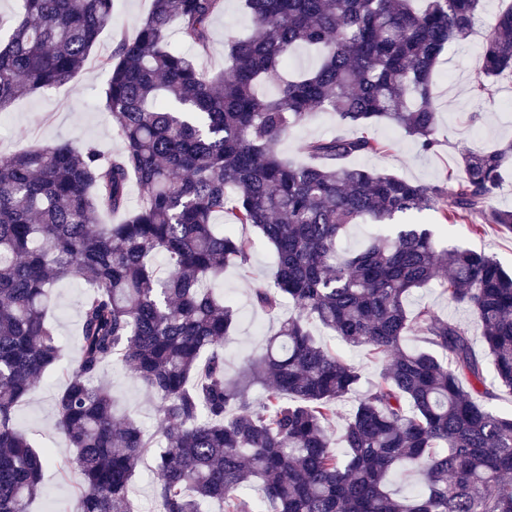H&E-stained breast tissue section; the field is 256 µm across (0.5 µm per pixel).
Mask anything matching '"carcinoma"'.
Here are the masks:
<instances>
[{
  "label": "carcinoma",
  "mask_w": 512,
  "mask_h": 512,
  "mask_svg": "<svg viewBox=\"0 0 512 512\" xmlns=\"http://www.w3.org/2000/svg\"><path fill=\"white\" fill-rule=\"evenodd\" d=\"M249 34L225 31L217 76L174 50L204 52L224 0H152L132 36L101 61L103 110L122 142L107 159L91 146L50 142L0 159V512H29L43 472L78 475L67 512H140L131 488L153 440L132 416L116 418L97 383L114 362L159 400L155 491L162 512H512V415L490 405L512 389V273L493 257L440 246L428 224H396L431 209L440 224L512 229V210L491 206L512 164V143L467 150L452 188L347 164L387 146L361 130L386 123L418 148L439 145L432 76L441 55L471 36L482 0H241ZM112 0H20L0 41V109L71 81L102 32ZM317 67L282 72L297 48ZM512 73V5L483 41L472 91L493 96ZM330 112L355 129L303 145L293 164L279 144ZM140 202L127 208L131 185ZM124 212L101 224L103 211ZM222 221L218 229L216 220ZM384 227L355 251L353 224ZM250 226L270 244L273 281L252 290L254 307L279 320L264 352L225 376L223 339L236 310L216 282L247 261ZM163 258L166 275L155 260ZM446 272L448 300L483 327L494 377L468 332L405 299ZM88 284L77 359L54 397L69 456L39 449L13 414L62 346L48 321L60 280ZM295 313L282 317L285 302ZM385 361L380 379L349 413L336 454L328 425L358 387L357 369L318 344L309 322ZM422 346L402 347L409 333ZM262 385L258 404L250 388ZM420 486L396 497L392 476Z\"/></svg>",
  "instance_id": "1"
}]
</instances>
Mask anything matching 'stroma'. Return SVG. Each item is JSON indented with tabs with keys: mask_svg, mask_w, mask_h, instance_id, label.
I'll return each mask as SVG.
<instances>
[{
	"mask_svg": "<svg viewBox=\"0 0 512 512\" xmlns=\"http://www.w3.org/2000/svg\"><path fill=\"white\" fill-rule=\"evenodd\" d=\"M151 0H115L113 28L101 35L97 46L81 72L68 84L32 93L15 99L0 109V157L38 147L47 142L70 141L77 145H93L105 155L118 152L122 143L107 114L98 105L99 95L108 74L100 65L102 57L111 53L117 31L133 34L136 22L150 10ZM249 25L239 0H225L224 13L213 23V34L207 51L196 53L198 66L211 74L224 68V30L245 32ZM483 38L474 35L463 45L445 54L437 67L434 92L438 105L440 145L436 151L423 152L411 138L387 124L366 128L367 136L389 143L388 151L359 156L355 165L385 170L402 178L425 184H451L459 172L460 153L466 148H491L512 141V78H502L493 97L476 101L472 86L479 72V56ZM335 117L319 113L308 124L294 128L280 143L281 155L295 163L307 162L303 144L315 137L338 133ZM443 245L459 246L493 256L506 270H512V230L498 226L472 232L469 225H456L440 235ZM275 267L272 247L256 239L247 262L224 272L220 289L238 311V321L231 336L224 342L225 369L235 375L249 360L256 357L266 336L273 334L278 323L253 308L252 289L271 282ZM87 285L82 281L64 280L55 285L56 299L50 319L63 346V364H70L76 354L80 307ZM428 304L441 317L461 323L468 331L477 351H484L483 329L468 310L449 304L438 282L417 289L408 301L409 308ZM310 330L322 344L336 349L350 363L359 367V391H366L376 382L382 363L362 348L344 346L318 323ZM112 387L118 416L133 415L147 434H155L157 402L147 392L132 370L115 363L99 374ZM63 384L58 373L46 375L34 394L15 409L17 428L37 446L55 455L70 453L67 441L56 427L53 398Z\"/></svg>",
	"mask_w": 512,
	"mask_h": 512,
	"instance_id": "35a3bbf8",
	"label": "stroma"
}]
</instances>
